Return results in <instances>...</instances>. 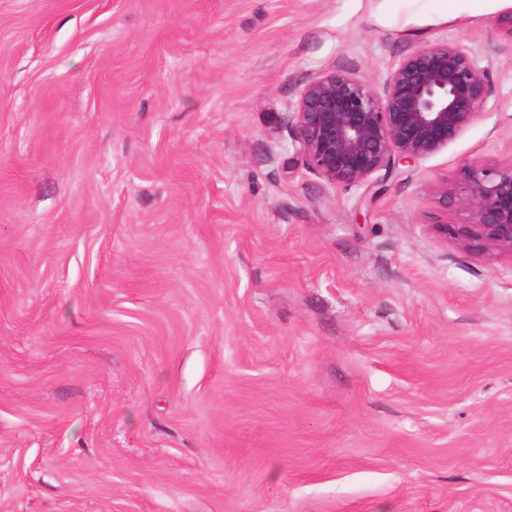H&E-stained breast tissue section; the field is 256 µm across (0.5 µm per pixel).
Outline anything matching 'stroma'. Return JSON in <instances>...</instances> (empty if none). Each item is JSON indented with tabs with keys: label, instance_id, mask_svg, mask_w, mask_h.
Returning a JSON list of instances; mask_svg holds the SVG:
<instances>
[{
	"label": "stroma",
	"instance_id": "stroma-1",
	"mask_svg": "<svg viewBox=\"0 0 512 512\" xmlns=\"http://www.w3.org/2000/svg\"><path fill=\"white\" fill-rule=\"evenodd\" d=\"M512 0H0V512H512ZM465 46L488 112L383 183L290 117ZM438 202L450 211L465 212L464 224H441L464 248L489 256L512 257V160L505 164L470 161L455 183L435 189Z\"/></svg>",
	"mask_w": 512,
	"mask_h": 512
}]
</instances>
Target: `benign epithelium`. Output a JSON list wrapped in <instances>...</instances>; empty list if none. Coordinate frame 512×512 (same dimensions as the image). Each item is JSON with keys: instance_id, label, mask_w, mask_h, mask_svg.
Listing matches in <instances>:
<instances>
[{"instance_id": "benign-epithelium-1", "label": "benign epithelium", "mask_w": 512, "mask_h": 512, "mask_svg": "<svg viewBox=\"0 0 512 512\" xmlns=\"http://www.w3.org/2000/svg\"><path fill=\"white\" fill-rule=\"evenodd\" d=\"M491 95L485 71L464 49L436 42L400 58L380 93L350 72L319 75L291 120L308 169L334 187L361 186L447 147L488 110ZM435 196L465 212V223L439 225L443 233L468 250L512 256V160L467 162Z\"/></svg>"}]
</instances>
